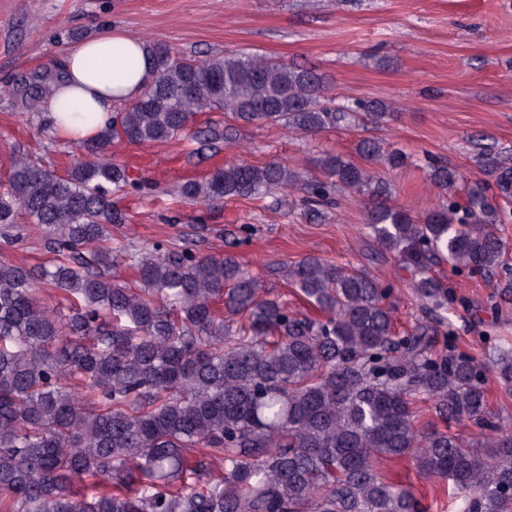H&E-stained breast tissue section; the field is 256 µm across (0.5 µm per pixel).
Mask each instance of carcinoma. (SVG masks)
I'll return each mask as SVG.
<instances>
[{
	"mask_svg": "<svg viewBox=\"0 0 512 512\" xmlns=\"http://www.w3.org/2000/svg\"><path fill=\"white\" fill-rule=\"evenodd\" d=\"M149 48L155 80L80 142L64 174L17 155L0 184V226H43L56 255L36 272L0 263V512H420L381 472L407 456L455 512H512V420H495L485 390L490 372L512 386V350L480 363L433 339L447 327L449 295L430 268L472 277L503 264L497 225L509 216L489 186L470 185L422 215L387 203L381 181L371 190L367 223L379 246L410 247L421 263L408 287L429 321L402 335L388 302L394 286L364 269L300 260L291 277L321 314L311 318L263 295L233 251L118 254L110 231L125 217L112 194L128 185L118 144H165L214 110L305 133L391 115L381 101L322 100L325 80L311 68ZM357 153L392 170L407 164L375 140ZM480 154L498 190L511 192L509 162L491 146ZM315 165L324 178L303 183L283 163L239 160L179 193L203 202L292 187L312 213L335 188L371 185L352 159L328 153ZM429 177L442 190L458 180L441 162ZM123 262L139 287L112 275ZM44 290L68 297V312L49 307ZM418 396L433 417L490 434L479 445L418 424ZM85 477L96 484L80 498L74 484Z\"/></svg>",
	"mask_w": 512,
	"mask_h": 512,
	"instance_id": "cac0c4a2",
	"label": "carcinoma"
}]
</instances>
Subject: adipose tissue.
Returning a JSON list of instances; mask_svg holds the SVG:
<instances>
[{
	"mask_svg": "<svg viewBox=\"0 0 512 512\" xmlns=\"http://www.w3.org/2000/svg\"><path fill=\"white\" fill-rule=\"evenodd\" d=\"M154 78L141 38L110 31L76 42L65 57L62 78L50 90L56 134L70 141L94 137L114 106L136 100Z\"/></svg>",
	"mask_w": 512,
	"mask_h": 512,
	"instance_id": "ef3b65f1",
	"label": "adipose tissue"
}]
</instances>
